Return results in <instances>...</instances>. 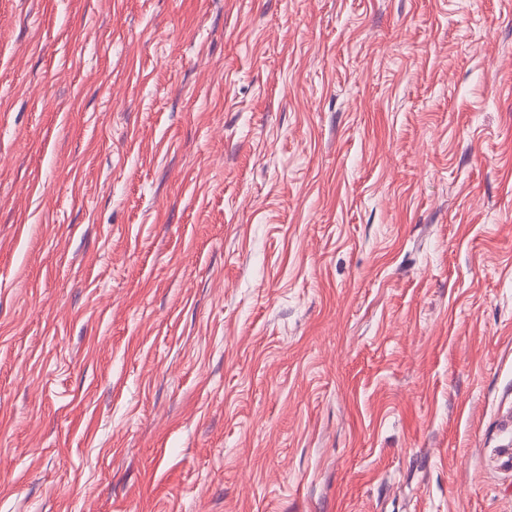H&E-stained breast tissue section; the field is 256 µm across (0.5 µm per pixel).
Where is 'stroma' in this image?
Instances as JSON below:
<instances>
[{"instance_id":"stroma-1","label":"stroma","mask_w":512,"mask_h":512,"mask_svg":"<svg viewBox=\"0 0 512 512\" xmlns=\"http://www.w3.org/2000/svg\"><path fill=\"white\" fill-rule=\"evenodd\" d=\"M0 512H512V0H0Z\"/></svg>"}]
</instances>
